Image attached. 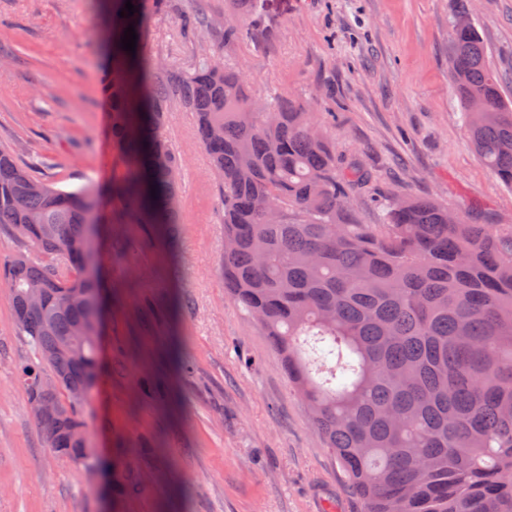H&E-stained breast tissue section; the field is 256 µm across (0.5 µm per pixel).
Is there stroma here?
<instances>
[{"label":"stroma","mask_w":512,"mask_h":512,"mask_svg":"<svg viewBox=\"0 0 512 512\" xmlns=\"http://www.w3.org/2000/svg\"><path fill=\"white\" fill-rule=\"evenodd\" d=\"M205 6L148 0L146 60L187 69L222 51L257 97L310 107L360 167L359 223L393 195L432 198L470 224H512V191L479 161L448 76V21L467 11L512 99V0H259L254 36L184 34ZM108 66L93 0H0V145L46 158L65 190L107 193L123 172L103 91ZM157 135L185 176L180 222L150 231L131 262L98 252L116 284L101 325L98 377L80 414L96 469L58 458L16 366L28 355L0 281V512H110L116 448H134L143 489L123 512H361L264 329L224 290L221 206L194 113L168 105Z\"/></svg>","instance_id":"35a3bbf8"}]
</instances>
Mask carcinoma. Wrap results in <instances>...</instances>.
<instances>
[{
    "label": "carcinoma",
    "instance_id": "1",
    "mask_svg": "<svg viewBox=\"0 0 512 512\" xmlns=\"http://www.w3.org/2000/svg\"><path fill=\"white\" fill-rule=\"evenodd\" d=\"M101 0L116 58L106 91L124 172L104 199L64 190L0 146V225L25 250L0 264L30 354L16 377L59 457L95 464L78 409L97 369L105 305L88 277L86 225L128 228L127 262L143 226L178 223L182 169L155 133L175 102L197 117L224 224V288L283 356L326 448L362 512H512V224L448 222L433 199H389L381 223L358 224L354 168L315 121L286 99H256L245 72L218 53L186 71L141 64L136 12ZM451 21L449 69L477 157L512 189V103L470 21ZM214 21L184 20L193 36ZM134 26L136 51L121 47ZM43 292L40 307L30 290Z\"/></svg>",
    "mask_w": 512,
    "mask_h": 512
}]
</instances>
